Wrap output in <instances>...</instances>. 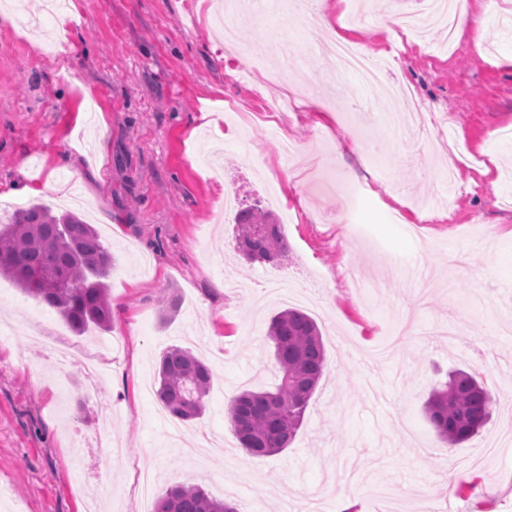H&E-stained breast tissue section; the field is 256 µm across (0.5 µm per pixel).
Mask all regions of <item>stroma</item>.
<instances>
[{"instance_id":"1","label":"stroma","mask_w":512,"mask_h":512,"mask_svg":"<svg viewBox=\"0 0 512 512\" xmlns=\"http://www.w3.org/2000/svg\"><path fill=\"white\" fill-rule=\"evenodd\" d=\"M222 0H73L58 24L45 0H0V203L59 208L82 198L115 264L112 329L76 334L53 309L0 277V512H154L158 492L198 483L242 512H335L340 474L356 481L354 512H512V0H465L471 24L448 44L391 27L419 0H325L336 33L384 61L388 81L411 87L453 149L391 127L366 95L331 105L323 33L295 9L235 17L238 43L282 53L299 71L283 122L244 123L271 97L249 67L224 53L213 22ZM482 54H475V43ZM319 91L322 108L301 100ZM361 150L349 149L348 137ZM266 204L289 245L269 263L236 250L235 212ZM432 194L452 210L416 241L408 225ZM406 220L390 222L393 207ZM175 289L180 310L161 318ZM299 309L318 323L327 369L283 452L258 460L227 420L230 399L272 387L271 317ZM413 333L371 356L388 328ZM171 346L191 348L214 379L206 411L174 423L156 415V368ZM105 377L83 393L85 365ZM484 377L490 421L448 447L424 403L446 374ZM85 439L119 453L75 456ZM450 482L449 498L436 484ZM112 495H101L104 483Z\"/></svg>"}]
</instances>
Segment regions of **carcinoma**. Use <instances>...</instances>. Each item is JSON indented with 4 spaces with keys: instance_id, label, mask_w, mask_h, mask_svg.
Here are the masks:
<instances>
[{
    "instance_id": "1",
    "label": "carcinoma",
    "mask_w": 512,
    "mask_h": 512,
    "mask_svg": "<svg viewBox=\"0 0 512 512\" xmlns=\"http://www.w3.org/2000/svg\"><path fill=\"white\" fill-rule=\"evenodd\" d=\"M237 248L249 262H271L287 250L281 225L271 212L251 207L237 219ZM114 258L100 233L72 212L55 214L44 206L14 211L0 225V276L11 278L27 295L60 314L78 333L94 326L110 330L111 294L107 277ZM279 382L270 390H244L227 417L239 445L253 458L279 453L299 430L308 401L326 369V352L317 322L286 308L271 320ZM157 396L181 421L200 417L212 387L210 368L191 350L172 346L159 360ZM491 390L473 375L457 370L434 389L426 412L436 437L460 445L489 420ZM155 512H238L199 485L175 484L158 498Z\"/></svg>"
}]
</instances>
